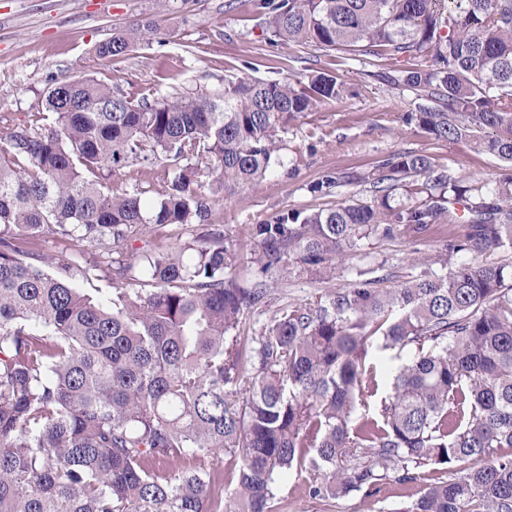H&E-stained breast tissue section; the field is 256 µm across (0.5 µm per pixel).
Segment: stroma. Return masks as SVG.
Returning <instances> with one entry per match:
<instances>
[{"label": "stroma", "mask_w": 512, "mask_h": 512, "mask_svg": "<svg viewBox=\"0 0 512 512\" xmlns=\"http://www.w3.org/2000/svg\"><path fill=\"white\" fill-rule=\"evenodd\" d=\"M155 22L160 35L138 44L126 56L99 57L97 45L113 30ZM426 58L352 57L311 46L285 47L264 32L258 0H0V118L16 123L41 111L52 80L92 76L129 98L210 94L225 81L242 76L256 80H305L315 72L336 76L344 91L336 99L292 121L278 134L277 164L256 186L242 185L216 197L210 221L238 256L243 276L257 275L262 250L250 225L285 211L312 212L342 202L374 197L362 175L389 155H428L436 170L468 180L502 179L508 170L495 157L466 140L438 141L404 113L417 109L410 91L391 84L398 71L426 65ZM332 176L330 194L311 193L315 182ZM448 227L425 237L402 234L366 241L356 259L338 262L337 284L351 280L355 268L382 265L389 285L405 281L418 254L439 251ZM68 256L91 263L77 288L103 297L112 291V276L98 262L94 247L74 242ZM269 310L303 302L322 288L317 274L269 271ZM282 512H406L409 497L385 490L373 497L353 492L336 499L332 509L303 494L297 478L280 480Z\"/></svg>", "instance_id": "obj_1"}]
</instances>
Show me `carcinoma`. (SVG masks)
<instances>
[{
	"label": "carcinoma",
	"instance_id": "obj_1",
	"mask_svg": "<svg viewBox=\"0 0 512 512\" xmlns=\"http://www.w3.org/2000/svg\"><path fill=\"white\" fill-rule=\"evenodd\" d=\"M282 45L432 64L388 77L422 103L435 139L468 140L512 164V0H263ZM151 22L98 45L120 58ZM337 78L241 77L210 95L133 101L91 77L54 80L45 111L0 126V512H276V483L330 505L384 481L418 494L409 512H512V180L466 189L429 156L398 153L340 203L254 224L265 274L296 267L328 288L255 329L270 288L233 274L210 232L165 254L133 252L147 225L201 226L213 197L257 185L278 132L336 98ZM134 162L166 163L153 199L114 189ZM427 197L392 206L398 189ZM460 225L398 286L336 262L374 235ZM85 241L112 256V296L75 286L89 267L36 245ZM150 289L129 287L134 269ZM388 367L379 416L359 411L369 346ZM225 453L235 475L185 466ZM442 466L460 473L442 480ZM234 488H228V485Z\"/></svg>",
	"mask_w": 512,
	"mask_h": 512
}]
</instances>
